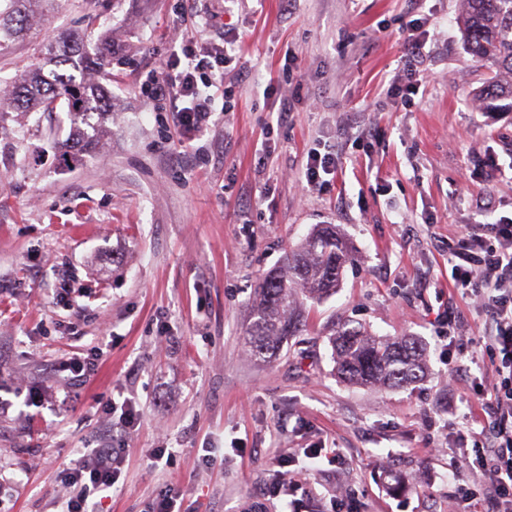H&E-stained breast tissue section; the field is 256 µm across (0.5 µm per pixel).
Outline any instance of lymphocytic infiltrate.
<instances>
[{"instance_id": "f902f5d3", "label": "lymphocytic infiltrate", "mask_w": 512, "mask_h": 512, "mask_svg": "<svg viewBox=\"0 0 512 512\" xmlns=\"http://www.w3.org/2000/svg\"><path fill=\"white\" fill-rule=\"evenodd\" d=\"M403 74L390 94L410 102L419 92L414 65L425 53L428 40L417 21L406 24ZM236 40L192 46L175 34L164 66L147 71L140 91L161 112L172 113L179 128L189 134L208 129L214 112L210 87L224 84V65L237 52ZM453 286L461 293L482 297L488 323L486 346L498 357L495 382L486 404L491 422L472 447L459 451L461 465L480 474L483 485L458 483L462 499L482 496L492 512L512 504V224H472L448 243ZM121 457L109 446L83 449L62 472L69 489L65 512H100L121 474Z\"/></svg>"}]
</instances>
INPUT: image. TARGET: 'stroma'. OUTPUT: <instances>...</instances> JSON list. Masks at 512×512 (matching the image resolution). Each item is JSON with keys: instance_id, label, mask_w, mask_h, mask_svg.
<instances>
[{"instance_id": "1", "label": "stroma", "mask_w": 512, "mask_h": 512, "mask_svg": "<svg viewBox=\"0 0 512 512\" xmlns=\"http://www.w3.org/2000/svg\"><path fill=\"white\" fill-rule=\"evenodd\" d=\"M461 8L55 0L0 54L8 78L54 34L84 33L90 50L111 40L100 82L117 108L92 157L64 148L63 112L0 129V397L12 403L0 413V512H61L60 472L95 441L123 458L101 512H148L170 484L185 512H484L460 499L452 472L486 423L493 362L480 300L448 280V241L512 221V112L479 108L490 72L463 44ZM412 19L430 39L404 105L388 88ZM176 26L200 44L242 39L224 71L228 100L180 153L170 113L140 92ZM355 121L369 141L351 143ZM333 145L332 186L308 190L309 151ZM322 224L341 230L353 262L335 294L303 301L276 355H254L245 329L261 276ZM344 324L417 338L424 379L339 380L329 339ZM74 354L97 360L77 392L57 370ZM110 400L130 403V431ZM158 448L173 452L160 466ZM283 467L287 496L275 493Z\"/></svg>"}]
</instances>
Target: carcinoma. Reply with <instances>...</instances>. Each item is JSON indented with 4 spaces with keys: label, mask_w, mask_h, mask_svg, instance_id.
<instances>
[{
    "label": "carcinoma",
    "mask_w": 512,
    "mask_h": 512,
    "mask_svg": "<svg viewBox=\"0 0 512 512\" xmlns=\"http://www.w3.org/2000/svg\"><path fill=\"white\" fill-rule=\"evenodd\" d=\"M0 10V50L25 31L34 18L47 19L53 0H7ZM470 53L495 69L479 89L485 112H512V0H464L459 19ZM39 65L3 82L0 124L11 112H67L71 136L68 147L91 154L104 133L92 122L112 111L109 97L91 92V74L112 64L106 54L91 55L74 37L50 39L35 46ZM352 249L336 225L318 228L290 249L283 264L260 278L251 322L245 333L250 349L265 355L277 349L295 331L298 300L321 299L338 284L341 268L351 260ZM335 372L353 385L385 389L421 381L426 372L424 350L418 339L375 336L366 328L343 325L331 338Z\"/></svg>",
    "instance_id": "cac0c4a2"
}]
</instances>
